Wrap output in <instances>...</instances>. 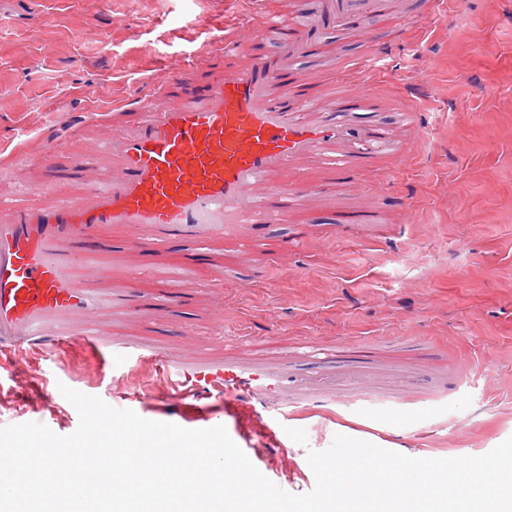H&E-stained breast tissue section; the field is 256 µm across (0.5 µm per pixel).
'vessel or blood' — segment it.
Segmentation results:
<instances>
[{
	"label": "vessel or blood",
	"instance_id": "vessel-or-blood-1",
	"mask_svg": "<svg viewBox=\"0 0 512 512\" xmlns=\"http://www.w3.org/2000/svg\"><path fill=\"white\" fill-rule=\"evenodd\" d=\"M237 2L239 20L218 36V52L131 89L110 121L59 113L54 127L29 143L23 165L0 167V360L76 347L105 369L116 361L150 368L167 389L155 414L181 425L220 413L274 441L278 432L264 418L277 406L365 392L372 370L314 343L300 347L302 359L317 365L308 371L300 362L273 369L236 354L191 363L158 346L105 336L98 316L128 306L129 297L126 288L102 287L108 270L98 249L86 245L102 239L104 228L121 226L139 257L179 234L205 247L312 208L320 185L302 179L304 171L353 179L379 165L383 153L404 156L381 117L398 111L412 129L414 112L395 109L373 86L355 92L341 79L319 88L296 68L324 25L345 27L359 12L385 11L387 0H293L286 16L257 10L254 0ZM256 34L273 42L272 54L251 51ZM126 112L137 120L123 121ZM72 139L84 140L85 150L60 162ZM24 166L54 177L31 183L20 173ZM188 272L171 262L156 273L157 304Z\"/></svg>",
	"mask_w": 512,
	"mask_h": 512
}]
</instances>
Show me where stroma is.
<instances>
[{
	"mask_svg": "<svg viewBox=\"0 0 512 512\" xmlns=\"http://www.w3.org/2000/svg\"><path fill=\"white\" fill-rule=\"evenodd\" d=\"M410 3L419 22L369 75L419 114L418 128L399 134L407 155L395 172L366 169L356 188L325 184L316 213L255 225L266 270L254 279L214 278L217 265H251L241 245L219 241L202 254L192 239H172L166 257L194 270L185 286L194 304L161 313L145 302L102 324L106 335L160 342L176 355L240 350L276 366L308 340L387 376H457L453 392L413 386L398 399L289 412L279 443L254 442L249 455L294 494L313 489L307 453L329 448L340 426L391 451L442 458L482 455L512 436V0H441L430 17L424 0ZM36 12L54 16L49 36L33 35ZM198 16L219 29L235 21L231 0H101L94 9L84 0H0V164L16 160L19 132L37 134L60 112L111 116L129 84L180 71L210 47ZM363 30L325 26L319 40L331 56L311 50L300 70L334 83L336 62L364 55ZM367 201L378 211L366 224L357 215ZM343 216L350 225L336 231ZM404 336L425 341L429 356L403 348ZM42 369V385L25 365L0 375V426L34 421L73 433L79 416L64 385L153 417L155 372L104 373L70 351Z\"/></svg>",
	"mask_w": 512,
	"mask_h": 512,
	"instance_id": "obj_1",
	"label": "stroma"
}]
</instances>
